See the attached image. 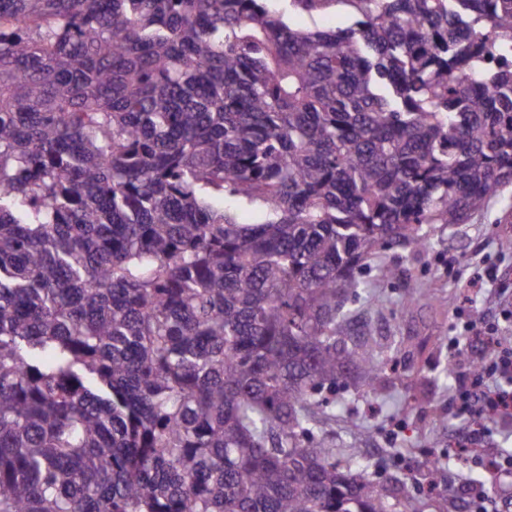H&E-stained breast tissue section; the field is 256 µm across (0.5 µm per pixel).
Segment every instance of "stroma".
Here are the masks:
<instances>
[{
	"mask_svg": "<svg viewBox=\"0 0 512 512\" xmlns=\"http://www.w3.org/2000/svg\"><path fill=\"white\" fill-rule=\"evenodd\" d=\"M268 4L283 11L294 29H337L354 21L342 4L313 12L289 9L288 0ZM422 233L420 243L384 249L381 258L393 268V278L380 280L376 268L367 269L363 289L347 303L355 343L375 341L396 368L380 372L372 386L338 388L334 418L322 435L337 458L353 461L356 471L387 488L390 503H397V490L406 482L424 502V512H451L449 498L467 495L459 476L478 481L483 474L474 460L454 453L462 423L448 412L455 391L454 379L445 374L453 357L448 338L479 261L499 267L501 290L480 295L472 316L502 319V310L512 307V249L502 246L512 240V186L466 223L427 224ZM415 280L425 283L432 297L409 306L405 299ZM502 321L512 333V318ZM422 448L434 452L437 475H428L418 454Z\"/></svg>",
	"mask_w": 512,
	"mask_h": 512,
	"instance_id": "1",
	"label": "stroma"
}]
</instances>
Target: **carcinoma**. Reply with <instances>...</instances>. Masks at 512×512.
Returning <instances> with one entry per match:
<instances>
[{
  "mask_svg": "<svg viewBox=\"0 0 512 512\" xmlns=\"http://www.w3.org/2000/svg\"><path fill=\"white\" fill-rule=\"evenodd\" d=\"M335 1L0 0V512H391L344 307L512 185V0ZM289 0H269L271 9L285 10L284 20L294 29L329 30L350 26L354 18L348 7L336 4L322 11L288 10Z\"/></svg>",
  "mask_w": 512,
  "mask_h": 512,
  "instance_id": "cac0c4a2",
  "label": "carcinoma"
}]
</instances>
